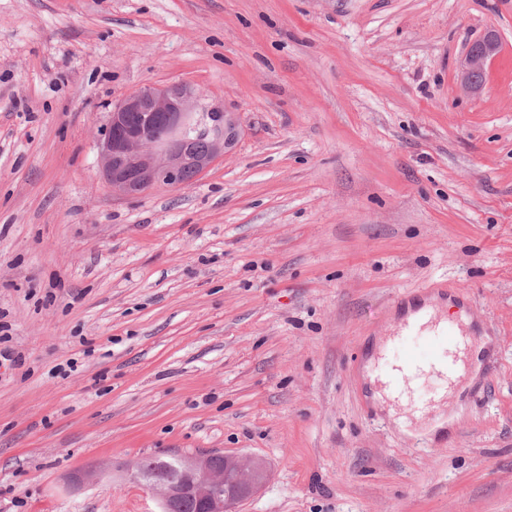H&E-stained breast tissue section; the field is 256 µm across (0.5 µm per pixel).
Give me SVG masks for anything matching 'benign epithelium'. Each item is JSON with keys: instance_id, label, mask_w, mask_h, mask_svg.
Here are the masks:
<instances>
[{"instance_id": "7a95c632", "label": "benign epithelium", "mask_w": 512, "mask_h": 512, "mask_svg": "<svg viewBox=\"0 0 512 512\" xmlns=\"http://www.w3.org/2000/svg\"><path fill=\"white\" fill-rule=\"evenodd\" d=\"M499 48L493 30L469 48L462 64L461 84L472 94L483 88L486 67ZM208 139L204 153L192 152V137ZM240 135L238 115L207 105L200 89L187 83L145 86L112 106L99 133L102 176L112 193L133 196L158 187L186 185L187 171L198 176L230 153ZM187 482L146 481L158 496L161 512H178L181 500L192 496L205 512H235L264 479L252 460L211 455L180 460Z\"/></svg>"}]
</instances>
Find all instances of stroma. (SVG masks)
<instances>
[{"label":"stroma","instance_id":"1","mask_svg":"<svg viewBox=\"0 0 512 512\" xmlns=\"http://www.w3.org/2000/svg\"><path fill=\"white\" fill-rule=\"evenodd\" d=\"M173 82L235 147L113 195L108 112ZM423 300L484 346L434 430L366 371ZM0 311V512H158L127 468L210 452L269 471L238 512H512V0H0ZM498 48L499 36L491 30L468 49L461 72V84L467 92L477 94L482 90L486 67L496 55Z\"/></svg>","mask_w":512,"mask_h":512}]
</instances>
